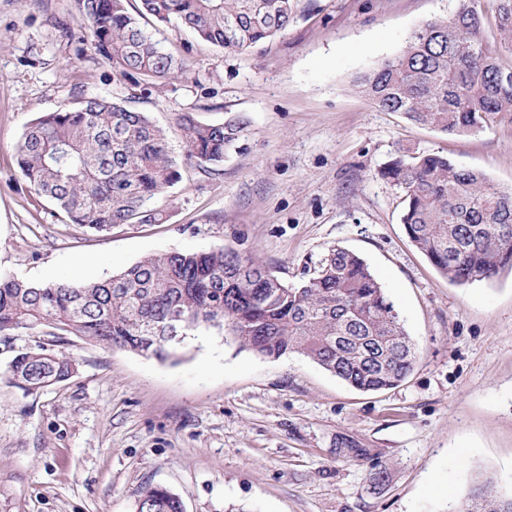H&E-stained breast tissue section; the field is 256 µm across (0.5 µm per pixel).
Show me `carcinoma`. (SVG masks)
<instances>
[{
    "mask_svg": "<svg viewBox=\"0 0 512 512\" xmlns=\"http://www.w3.org/2000/svg\"><path fill=\"white\" fill-rule=\"evenodd\" d=\"M295 0H75L84 41L109 61L113 80L157 87L187 73L185 60L162 48L151 30L176 23L228 54L250 50L286 30ZM500 48L512 53V0H494ZM384 112L445 134L476 133L512 115V64L485 37L480 0H460L449 18L421 26L393 57L352 81ZM184 159L217 174L241 123L177 118ZM17 165L30 189L68 221L100 233L121 224H156L158 197L181 171L164 129L121 98L79 96L45 112L25 130ZM403 194L401 218L413 245L448 280L469 284L512 267V187L490 183L438 153L398 150L381 170ZM46 329L53 342L75 336L164 361L174 336L216 329L259 356L297 351L353 389L394 388L413 371L414 344L365 261L329 248L313 273L288 283L249 256L229 249L165 252L107 278L83 283L29 282L0 273V335ZM73 359L39 345L9 367L13 384L38 389L69 379ZM180 497L143 487L139 512H182ZM459 512H512L484 475Z\"/></svg>",
    "mask_w": 512,
    "mask_h": 512,
    "instance_id": "carcinoma-1",
    "label": "carcinoma"
}]
</instances>
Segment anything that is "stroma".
Listing matches in <instances>:
<instances>
[{
  "label": "stroma",
  "instance_id": "stroma-1",
  "mask_svg": "<svg viewBox=\"0 0 512 512\" xmlns=\"http://www.w3.org/2000/svg\"><path fill=\"white\" fill-rule=\"evenodd\" d=\"M288 29L241 54L176 24L159 37L185 77L119 84L81 41L74 0H0V271L84 282L146 256L229 248L307 277L332 246L368 264L418 357L398 387L361 393L308 358L254 354L203 330L160 361L69 337L77 370L30 393L6 377L44 329L0 335V512H135L145 484L184 512H455L476 475L512 494V269L459 285L413 246L398 148L435 152L512 184V118L449 136L352 91L459 0H296ZM127 97L184 149L185 112L245 128L220 173L181 167L161 224L90 233L36 197L16 164L39 113L80 94Z\"/></svg>",
  "mask_w": 512,
  "mask_h": 512
}]
</instances>
